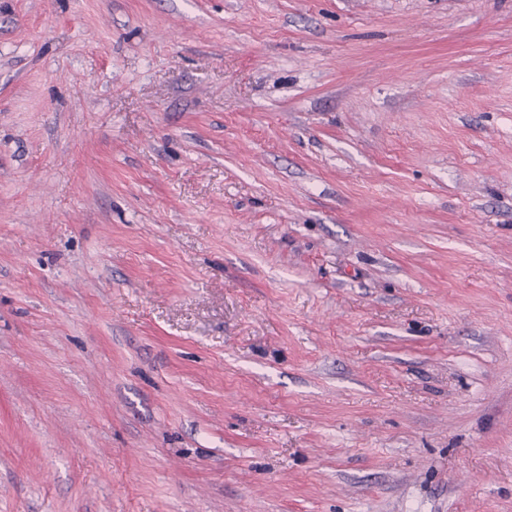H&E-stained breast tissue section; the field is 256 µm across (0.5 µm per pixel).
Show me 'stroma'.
Instances as JSON below:
<instances>
[{
	"label": "stroma",
	"mask_w": 512,
	"mask_h": 512,
	"mask_svg": "<svg viewBox=\"0 0 512 512\" xmlns=\"http://www.w3.org/2000/svg\"><path fill=\"white\" fill-rule=\"evenodd\" d=\"M0 512H512V0H0Z\"/></svg>",
	"instance_id": "1"
}]
</instances>
